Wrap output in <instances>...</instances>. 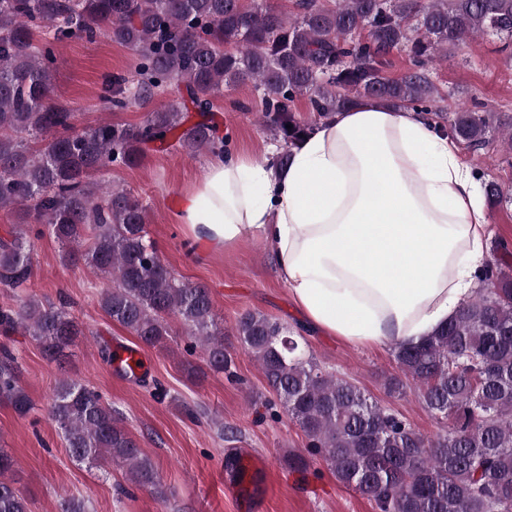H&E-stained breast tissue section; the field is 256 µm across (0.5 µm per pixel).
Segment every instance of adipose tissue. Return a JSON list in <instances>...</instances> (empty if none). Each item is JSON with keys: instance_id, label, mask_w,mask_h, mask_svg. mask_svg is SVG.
Segmentation results:
<instances>
[{"instance_id": "1", "label": "adipose tissue", "mask_w": 512, "mask_h": 512, "mask_svg": "<svg viewBox=\"0 0 512 512\" xmlns=\"http://www.w3.org/2000/svg\"><path fill=\"white\" fill-rule=\"evenodd\" d=\"M176 220L212 251L271 243L306 325L356 346L416 344L446 324L490 237L456 140L375 102L322 120L288 165L214 158Z\"/></svg>"}]
</instances>
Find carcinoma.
Instances as JSON below:
<instances>
[{
  "label": "carcinoma",
  "mask_w": 512,
  "mask_h": 512,
  "mask_svg": "<svg viewBox=\"0 0 512 512\" xmlns=\"http://www.w3.org/2000/svg\"><path fill=\"white\" fill-rule=\"evenodd\" d=\"M295 7L288 16L244 0H0V210L16 215L0 237V288L27 284L44 235L76 244L85 264L111 282L99 304L112 322L160 346L175 318L187 329L184 352L201 353L223 374L231 358L209 289L178 279L161 259L138 197L93 175L131 167L151 148L224 151L219 127L205 117L224 89L241 84L261 92L264 128L290 147L309 131L294 113L297 97L321 116L368 99L443 112L445 95L429 64L477 35L512 44V0H296ZM102 32L133 51L139 68L132 78L106 80L100 108L143 106L173 81L187 99L147 113L136 126L78 129L75 109L50 102L55 49ZM398 51L408 53L411 67L392 78L386 69ZM192 112L201 120L190 125ZM500 125L477 103L450 117L452 136L472 149L489 144ZM29 136L44 138V147L31 149ZM19 328L57 363L83 335L64 295L48 305L34 297L0 305V331ZM235 330L282 411L304 432L307 452L375 512H512L511 266L486 265L474 296L445 326L418 345L393 347L399 375L387 389L414 390L446 421L433 436L305 357L300 330L250 312ZM0 402L20 415L33 407L19 384L18 356L5 344ZM51 414L73 460L118 463L131 483L166 497L149 453L96 389L59 380ZM15 465L1 449L0 512H28L10 478Z\"/></svg>",
  "instance_id": "cac0c4a2"
}]
</instances>
